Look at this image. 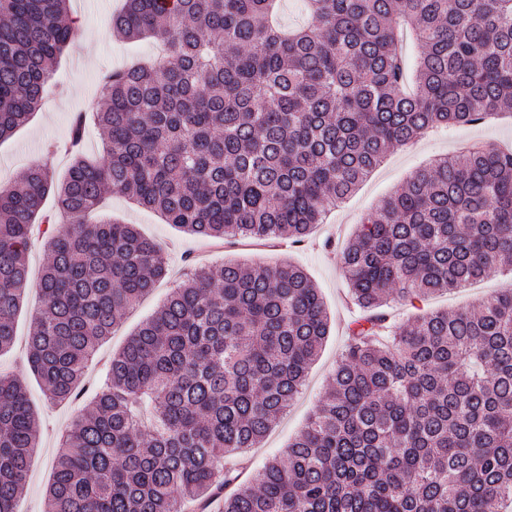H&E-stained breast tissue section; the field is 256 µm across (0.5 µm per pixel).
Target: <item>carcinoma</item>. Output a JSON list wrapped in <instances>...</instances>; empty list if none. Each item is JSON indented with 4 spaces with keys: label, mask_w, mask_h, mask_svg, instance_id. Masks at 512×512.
I'll return each instance as SVG.
<instances>
[{
    "label": "carcinoma",
    "mask_w": 512,
    "mask_h": 512,
    "mask_svg": "<svg viewBox=\"0 0 512 512\" xmlns=\"http://www.w3.org/2000/svg\"><path fill=\"white\" fill-rule=\"evenodd\" d=\"M68 2L0 0V141L30 122L76 36ZM280 2L125 0L112 32L157 38L166 54L101 79V157L81 153L78 115L64 179L43 162L0 187V353L42 238L27 369L52 401L88 398L44 512H180L220 497L222 512H512V289L405 322L388 310L512 267L511 151L434 160L342 247L359 310L345 354L256 486L240 484L238 461L299 394L330 332L300 267H190L88 393L99 346L167 275L164 249L136 225L90 222L106 197L217 242L298 245L390 150L512 112V0H304L311 21L288 30ZM37 450L27 388L0 373V512H15Z\"/></svg>",
    "instance_id": "carcinoma-1"
}]
</instances>
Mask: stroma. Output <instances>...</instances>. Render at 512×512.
Wrapping results in <instances>:
<instances>
[{
	"label": "stroma",
	"instance_id": "obj_1",
	"mask_svg": "<svg viewBox=\"0 0 512 512\" xmlns=\"http://www.w3.org/2000/svg\"><path fill=\"white\" fill-rule=\"evenodd\" d=\"M122 5L123 0H70V16L78 23L79 29L56 68L54 81L57 90L44 98L26 127L0 142V185H10L19 172L42 160L48 142L66 140L74 113L95 111L103 73L157 54L158 47L153 41L132 43L112 35L110 20ZM475 140L502 150L512 149V116H504L487 126H455L434 132L413 146L388 153L381 167L369 175L351 197L331 210L324 223L313 228L308 242L296 248L247 241L228 245L191 236L173 225L162 223L156 213L132 204L127 198H107L101 206L103 213L137 225L143 234L163 245L168 274L146 298L125 313L90 367L88 381H97L102 376L103 367L112 353L119 350L127 337L159 309L171 290L181 284L185 256H194L199 263L213 267L231 261L262 265L281 259L301 266L322 295L331 321L330 336L310 368L299 397L260 446L250 450L246 476L250 481H257L266 461L286 452L309 413L323 398L346 343V327L357 315L345 298L347 284L336 255L324 249V241L330 239L339 243L355 235L365 216L417 168ZM505 288H512V271L497 269L467 287L432 295L413 305H395L394 312L407 318L429 310L467 309ZM37 297L35 284H28L24 305L17 317V342L9 353L0 355V372L24 378L40 420V447L15 512H43L45 491L52 480L60 438L80 411L75 404L50 402L39 381L26 372L25 340Z\"/></svg>",
	"mask_w": 512,
	"mask_h": 512
}]
</instances>
